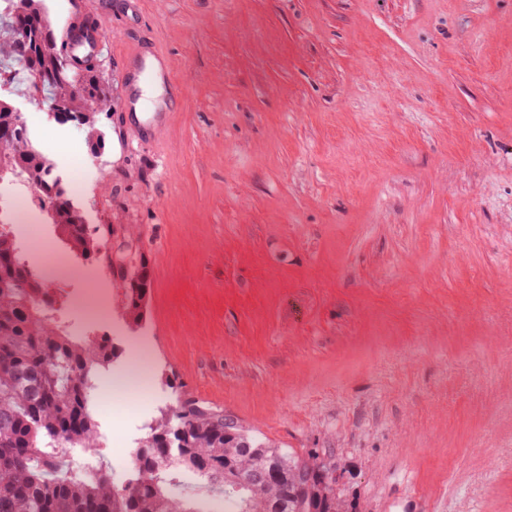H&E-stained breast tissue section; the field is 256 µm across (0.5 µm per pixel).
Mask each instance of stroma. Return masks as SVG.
Segmentation results:
<instances>
[{"label": "stroma", "mask_w": 512, "mask_h": 512, "mask_svg": "<svg viewBox=\"0 0 512 512\" xmlns=\"http://www.w3.org/2000/svg\"><path fill=\"white\" fill-rule=\"evenodd\" d=\"M55 31L103 25L104 137L11 102L67 174L101 260L71 255L28 191L0 218L107 334L113 401L97 460L115 486L187 392L293 454L331 455L352 512H512V0H45ZM174 86L157 139L124 121L125 50ZM152 285L131 328L120 240ZM107 301L96 315L93 289Z\"/></svg>", "instance_id": "stroma-1"}]
</instances>
